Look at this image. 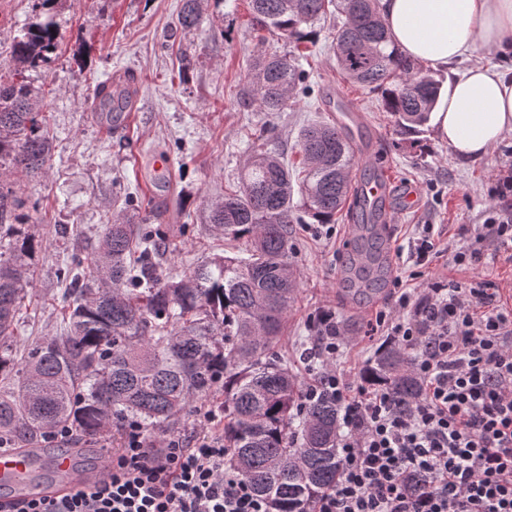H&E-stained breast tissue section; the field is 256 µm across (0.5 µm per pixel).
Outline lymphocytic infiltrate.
Segmentation results:
<instances>
[{"instance_id": "lymphocytic-infiltrate-1", "label": "lymphocytic infiltrate", "mask_w": 512, "mask_h": 512, "mask_svg": "<svg viewBox=\"0 0 512 512\" xmlns=\"http://www.w3.org/2000/svg\"><path fill=\"white\" fill-rule=\"evenodd\" d=\"M475 239L455 266L481 262L484 241L511 250L512 212L480 225ZM394 292V312L377 311L372 333L416 352L422 392L408 409L338 372L348 341L331 312L309 321L302 358L320 369L305 397L330 393L343 412V475L314 512H512V305L484 281H435L421 295L399 278ZM221 421L206 412L195 443L157 445L126 429L106 451L100 483L11 512H269L225 467Z\"/></svg>"}]
</instances>
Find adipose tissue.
<instances>
[{
    "instance_id": "ef3b65f1",
    "label": "adipose tissue",
    "mask_w": 512,
    "mask_h": 512,
    "mask_svg": "<svg viewBox=\"0 0 512 512\" xmlns=\"http://www.w3.org/2000/svg\"><path fill=\"white\" fill-rule=\"evenodd\" d=\"M393 40L418 63L448 67L471 59L433 111L438 136L479 159L512 131V73L476 61L479 50L512 52V0H380Z\"/></svg>"
}]
</instances>
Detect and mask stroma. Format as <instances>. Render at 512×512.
Wrapping results in <instances>:
<instances>
[{
  "instance_id": "1",
  "label": "stroma",
  "mask_w": 512,
  "mask_h": 512,
  "mask_svg": "<svg viewBox=\"0 0 512 512\" xmlns=\"http://www.w3.org/2000/svg\"><path fill=\"white\" fill-rule=\"evenodd\" d=\"M182 0H56L52 12L59 26L56 52L29 81L40 89L48 116L52 166L45 174L15 175L13 188L25 202L32 231L43 242L35 257L30 301L20 313V333L29 340L58 332L63 306L58 269L95 237L112 212L133 196L135 219L175 231L164 251L160 277L188 272L215 255H236V242L210 230L207 207L234 188L251 150L278 152L294 176H302L298 133L310 123H330L337 105L361 113L359 137L370 149L357 156L352 185L360 187L374 171L387 167L390 208L400 219L387 234L391 277H408L402 255L415 225H447L449 249L469 245L463 224H481L503 203L493 195L497 181L512 175V132L483 158L459 157L427 128L420 144L401 133L378 94L354 85L336 65L332 22L318 25L313 44L302 49L298 64L308 76L309 91L280 112H260L248 104V73L258 52L286 53L275 35L257 42L247 0H205L200 21L182 30ZM43 12L39 0H0V73L10 70L11 39ZM132 76L136 107L126 131L107 135L89 105L97 84ZM171 166L161 176L152 171L155 155ZM420 196L417 209L400 206L405 188ZM357 208L346 207L335 223L298 224L292 236L297 269L296 299L289 309L278 349L300 385L310 374L299 360L308 342V321L319 308L332 309L350 346L338 364L350 382H359L362 367L373 359L378 341L365 335L375 311L394 305L393 287L373 298L351 303L343 295L340 272L348 256L351 225L360 223ZM446 277L458 282L495 283L512 290V266L485 260L458 271L437 258L419 278Z\"/></svg>"
}]
</instances>
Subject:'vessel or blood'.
Wrapping results in <instances>:
<instances>
[{
	"instance_id": "vessel-or-blood-1",
	"label": "vessel or blood",
	"mask_w": 512,
	"mask_h": 512,
	"mask_svg": "<svg viewBox=\"0 0 512 512\" xmlns=\"http://www.w3.org/2000/svg\"><path fill=\"white\" fill-rule=\"evenodd\" d=\"M389 178L386 174L362 184L364 203L381 207L383 222H393L396 214L386 210ZM100 470H81L72 449L64 448L47 456L33 448L0 451V502L18 503L37 500L49 492H64L74 487L96 483Z\"/></svg>"
}]
</instances>
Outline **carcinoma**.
<instances>
[{
  "mask_svg": "<svg viewBox=\"0 0 512 512\" xmlns=\"http://www.w3.org/2000/svg\"><path fill=\"white\" fill-rule=\"evenodd\" d=\"M203 0H183L180 24L194 28ZM253 28L297 49L315 41L317 24L334 12L336 63L351 82L380 94L407 134L430 122L440 82L392 41L379 0H249ZM59 43L53 16L14 37V67L0 74V172L43 173L51 160L43 98L26 72ZM294 58L260 54L248 74V96L260 112H279L307 90ZM126 92L101 83L90 104L117 121ZM306 175L294 184L283 157L256 150L235 190L211 204L212 230L246 244L247 256H215L183 275L159 278L157 248L165 229L113 215L85 257L61 268L72 303L63 332L31 346L24 363L10 340L29 296L42 241L28 230L21 201L0 180V444L30 447L54 430L97 436L128 421L149 435L174 426L198 397L224 392V464L237 472L270 512H311L317 496L341 474L337 442L341 408L330 396L305 401L275 345L297 291L290 225L333 224L346 202L354 147L334 125L300 133ZM299 201L293 202L294 195ZM303 215H298L297 210ZM381 236L367 229L352 258L348 291L381 286ZM413 350L393 343L364 373L398 405L420 392Z\"/></svg>",
  "mask_w": 512,
  "mask_h": 512,
  "instance_id": "cac0c4a2",
  "label": "carcinoma"
}]
</instances>
